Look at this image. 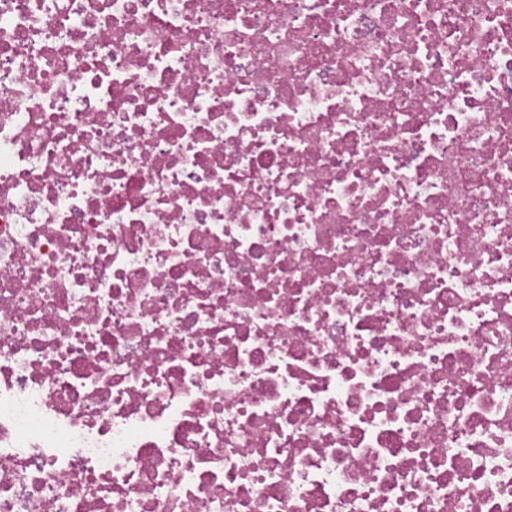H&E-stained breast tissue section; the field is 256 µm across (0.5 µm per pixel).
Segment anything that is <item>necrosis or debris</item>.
<instances>
[{"label": "necrosis or debris", "instance_id": "necrosis-or-debris-1", "mask_svg": "<svg viewBox=\"0 0 512 512\" xmlns=\"http://www.w3.org/2000/svg\"><path fill=\"white\" fill-rule=\"evenodd\" d=\"M0 512H512V0H0Z\"/></svg>", "mask_w": 512, "mask_h": 512}]
</instances>
